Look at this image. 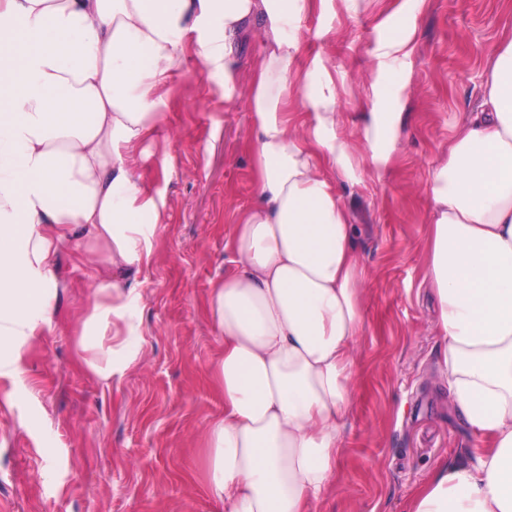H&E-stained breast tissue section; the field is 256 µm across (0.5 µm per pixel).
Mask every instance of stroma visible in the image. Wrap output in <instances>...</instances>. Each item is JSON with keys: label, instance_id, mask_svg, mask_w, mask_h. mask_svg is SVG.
I'll return each mask as SVG.
<instances>
[{"label": "stroma", "instance_id": "obj_1", "mask_svg": "<svg viewBox=\"0 0 512 512\" xmlns=\"http://www.w3.org/2000/svg\"><path fill=\"white\" fill-rule=\"evenodd\" d=\"M299 34V73L315 56L335 61L328 78L355 156L366 154L365 112L404 116L385 177L364 172L341 189L370 278L336 482L309 512H408L438 466L478 453L440 376L424 284L428 203L434 168L480 110L491 61L512 38V0H358L353 12L315 0ZM400 35L411 40L405 60L377 54ZM198 41L187 37L162 90L164 122L131 160L163 214L149 259L120 272L140 295L139 357L118 379L88 368L81 325L109 254L81 230H58L54 312L17 372L0 375V512H224L209 492L205 441L224 413L212 300L236 269L232 219L255 201L251 74L262 51L245 32L228 101Z\"/></svg>", "mask_w": 512, "mask_h": 512}]
</instances>
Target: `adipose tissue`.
Returning <instances> with one entry per match:
<instances>
[{"label": "adipose tissue", "mask_w": 512, "mask_h": 512, "mask_svg": "<svg viewBox=\"0 0 512 512\" xmlns=\"http://www.w3.org/2000/svg\"><path fill=\"white\" fill-rule=\"evenodd\" d=\"M311 0H0V373L20 366L52 309L50 232L84 226L116 267L149 257L161 220L126 160L163 115L157 89L202 33L200 54L232 99L240 41L259 21L252 78L256 201L233 228L235 272L213 297L224 338V415L208 430L209 489L224 512H308L336 471L357 372L367 271L338 188L358 181L341 114L316 60L295 66ZM303 88L312 122L278 106ZM482 111L460 129L430 187L425 278L445 348L440 368L489 449L440 467L410 512H512V43L497 54ZM397 112H368L377 177ZM135 289L98 277L94 316L113 336L82 338L104 379L136 361Z\"/></svg>", "instance_id": "ef3b65f1"}]
</instances>
